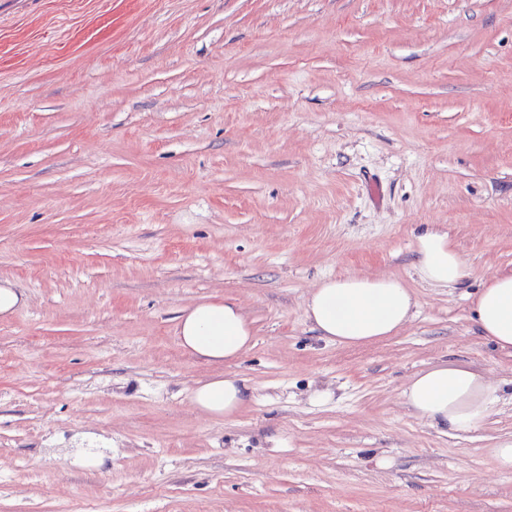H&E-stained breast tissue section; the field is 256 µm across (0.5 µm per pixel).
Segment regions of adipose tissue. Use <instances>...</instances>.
I'll use <instances>...</instances> for the list:
<instances>
[{"instance_id":"1","label":"adipose tissue","mask_w":512,"mask_h":512,"mask_svg":"<svg viewBox=\"0 0 512 512\" xmlns=\"http://www.w3.org/2000/svg\"><path fill=\"white\" fill-rule=\"evenodd\" d=\"M415 269L429 285L452 288L464 276V262L446 234L428 228L416 239ZM417 303L401 281L391 277L339 276L323 280L306 301V317L326 341L351 346L399 332ZM479 334L497 349L512 350V273L491 277L474 303ZM178 336L182 346L210 364L238 358L253 339L252 324L232 300L203 301L183 310ZM503 389L458 363H441L416 374L403 391L406 405L420 419L447 431L482 425ZM252 397L236 377H218L196 386V406L214 417H232Z\"/></svg>"}]
</instances>
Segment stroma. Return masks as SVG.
<instances>
[{
  "mask_svg": "<svg viewBox=\"0 0 512 512\" xmlns=\"http://www.w3.org/2000/svg\"><path fill=\"white\" fill-rule=\"evenodd\" d=\"M428 226L458 287L415 272ZM504 272L512 0H0V512H512V404L446 432L402 399L444 361L512 385L472 308ZM343 274L411 323L321 339ZM224 297L254 336L213 365L177 323ZM224 374L229 419L192 402ZM417 302L391 277L324 279L306 301V317L326 341L351 346L392 336L414 317ZM252 397L250 388L237 377H218L196 386L192 399L210 416L230 418Z\"/></svg>",
  "mask_w": 512,
  "mask_h": 512,
  "instance_id": "35a3bbf8",
  "label": "stroma"
}]
</instances>
